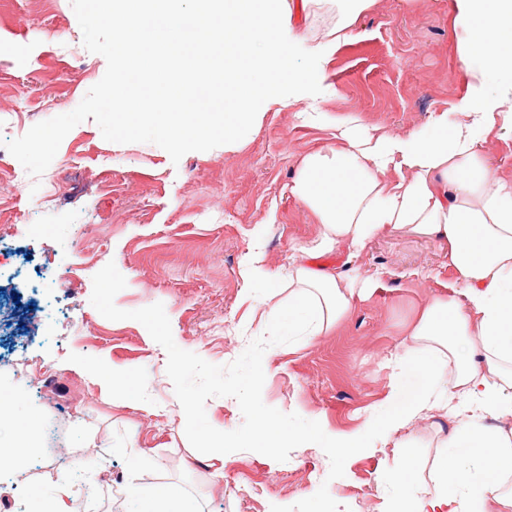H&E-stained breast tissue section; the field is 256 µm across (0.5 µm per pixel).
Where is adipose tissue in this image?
<instances>
[{"label": "adipose tissue", "mask_w": 512, "mask_h": 512, "mask_svg": "<svg viewBox=\"0 0 512 512\" xmlns=\"http://www.w3.org/2000/svg\"><path fill=\"white\" fill-rule=\"evenodd\" d=\"M464 31L457 50L472 71L471 91L449 121L432 113L426 130L398 135L354 113L337 118L336 144L302 156L290 194L319 225L301 245L303 261L275 279L287 299L266 289L268 323L291 336H323L370 295L376 280L339 273L318 257L344 249L355 257L376 236L413 229L448 244L457 286L429 304L407 331L400 373L366 430L336 435L339 454L372 447L421 414L454 404L457 425L440 443L432 489L413 496L397 481V512H512V180L492 175L487 135L512 134V0H457Z\"/></svg>", "instance_id": "adipose-tissue-1"}]
</instances>
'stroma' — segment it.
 <instances>
[{"label":"stroma","instance_id":"obj_1","mask_svg":"<svg viewBox=\"0 0 512 512\" xmlns=\"http://www.w3.org/2000/svg\"><path fill=\"white\" fill-rule=\"evenodd\" d=\"M455 0H373L351 39L318 64L327 94L298 95L287 108L265 107L249 142L185 154L172 162L152 143L103 138L88 119L64 138L37 178L16 166L0 172V205L25 216L0 240V394L15 397L20 420L36 416V446L18 468L0 471V512H34L59 486L71 512H137L162 484L180 486L204 512H271L327 486L339 512H391L392 482L405 465L430 480L438 426L411 424L407 447L380 444L353 455L329 479L317 445L277 462L259 453L224 455L223 477L185 436V415L166 374L167 353L134 320L104 318L90 303L92 278L115 263L126 286L122 310L162 303L181 349L226 365L263 335L264 307L250 298L261 276L287 271L318 226L290 195L301 157L334 141L335 128L301 117L309 103L333 120L355 112L369 126L407 135L433 112H454L471 74L457 52ZM106 61L83 45L71 0H0V140L75 109L103 77ZM111 172L112 185L100 177ZM266 247L259 279L241 270L256 233ZM97 259L81 286L62 284L87 252ZM324 264L379 281L330 333L264 353L262 399L318 421L327 435L363 429L366 410L397 381L390 358L434 299L449 296L448 246L413 233L383 234L356 258ZM127 369L140 404L103 393L105 367Z\"/></svg>","mask_w":512,"mask_h":512}]
</instances>
